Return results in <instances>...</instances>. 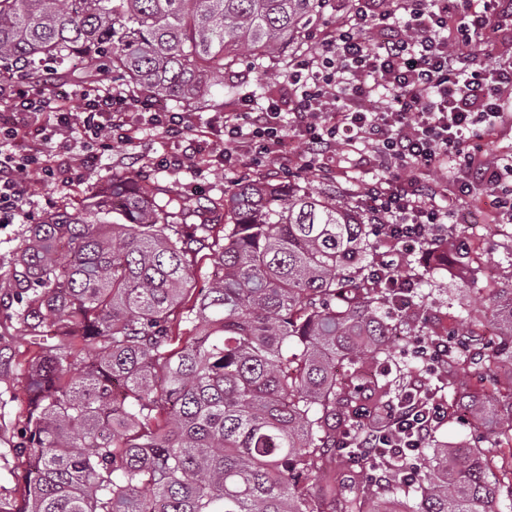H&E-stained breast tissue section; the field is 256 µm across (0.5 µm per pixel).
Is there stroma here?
<instances>
[{
    "mask_svg": "<svg viewBox=\"0 0 512 512\" xmlns=\"http://www.w3.org/2000/svg\"><path fill=\"white\" fill-rule=\"evenodd\" d=\"M288 76V68L277 61L258 67L251 61L241 62L228 83L251 89H278ZM181 142L166 139L156 131L143 129L132 144L112 140L102 151L95 169L61 182H46L36 171L20 174L19 182L28 198L30 212L16 223L0 226V277L11 270L14 251L28 234L30 225L50 214L71 208L89 192L111 189L116 178L135 175L144 182L166 190L187 191L190 183L202 185L201 202L223 197L225 190L240 179L271 183L299 182L319 193L346 192L357 196L375 173L358 162V148H341L335 169L329 172L305 168L296 150H289L284 165L256 164L243 159L227 163L216 159L208 144H201V161L197 167L172 169L160 166V157L181 152ZM443 231L453 239L448 264L435 270L434 260L420 254L417 268L425 288L430 289L429 316L432 324L451 326L450 314L460 305L479 302L485 311L493 304L484 291L487 282H512V264L504 259L512 243L499 232L488 199L460 196L456 209L449 215ZM25 342L20 324L9 303L0 304V512H9L21 499L18 475L23 468L16 451L19 432L27 415L23 390L27 383V363L22 354Z\"/></svg>",
    "mask_w": 512,
    "mask_h": 512,
    "instance_id": "35a3bbf8",
    "label": "stroma"
}]
</instances>
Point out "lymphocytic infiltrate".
Returning <instances> with one entry per match:
<instances>
[{
    "label": "lymphocytic infiltrate",
    "instance_id": "f902f5d3",
    "mask_svg": "<svg viewBox=\"0 0 512 512\" xmlns=\"http://www.w3.org/2000/svg\"><path fill=\"white\" fill-rule=\"evenodd\" d=\"M478 44L496 49L482 64L469 53ZM288 84L299 97L287 125L278 121L282 95L261 111L225 113L224 160L278 159L291 135L312 168L334 161L341 142L360 140L378 173L362 194L363 209L390 231L392 270L401 268L406 240L442 243L448 213L433 201L448 193L438 177L443 170L461 173L465 191L494 190L497 206L512 214V157L488 164L467 149L512 124V0H353L325 30L320 53L293 60ZM73 98L81 114L47 87L18 78L0 83V112L9 115L0 146H17L0 149V224L24 213L21 170L67 178L75 148L84 152L82 164H91L112 135L129 144L142 125L170 138L209 136L192 113L169 112L111 86L79 87ZM445 411L438 401L423 411L410 403L391 410L398 447L421 448Z\"/></svg>",
    "mask_w": 512,
    "mask_h": 512
}]
</instances>
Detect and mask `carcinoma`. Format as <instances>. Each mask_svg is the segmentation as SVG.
<instances>
[{
	"label": "carcinoma",
	"instance_id": "cac0c4a2",
	"mask_svg": "<svg viewBox=\"0 0 512 512\" xmlns=\"http://www.w3.org/2000/svg\"><path fill=\"white\" fill-rule=\"evenodd\" d=\"M328 10L336 0H0V76L20 62L40 85L54 61L204 112L213 84L246 59H291ZM386 238L357 201L298 183L238 182L208 207L130 176L31 225L0 279L31 346L13 512H503L479 438L429 440L409 477L362 447L416 376L436 381L420 404L447 396L448 416L512 447V284L487 288L488 345L476 303L428 332V295L395 282L415 261L382 268ZM203 251L218 274L199 288ZM398 334L411 340L396 353ZM414 336L447 344V361ZM376 467L397 478L373 481Z\"/></svg>",
	"mask_w": 512,
	"mask_h": 512
}]
</instances>
